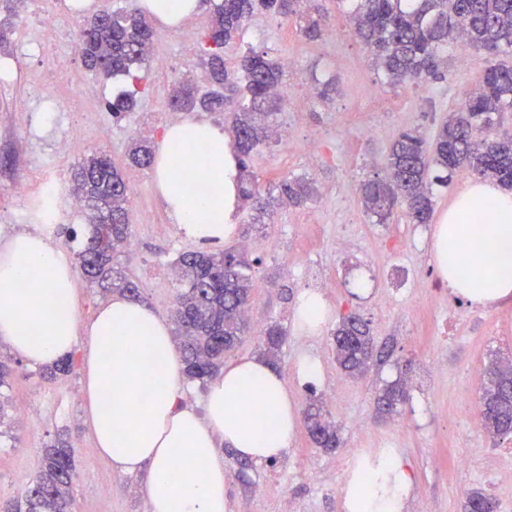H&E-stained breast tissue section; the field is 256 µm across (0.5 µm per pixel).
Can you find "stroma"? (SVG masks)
Wrapping results in <instances>:
<instances>
[{"instance_id": "stroma-1", "label": "stroma", "mask_w": 512, "mask_h": 512, "mask_svg": "<svg viewBox=\"0 0 512 512\" xmlns=\"http://www.w3.org/2000/svg\"><path fill=\"white\" fill-rule=\"evenodd\" d=\"M315 2L328 15L332 38L309 41L296 20L262 14L224 47L230 67L249 48L292 59L288 105L276 119L282 141L258 147L249 171L266 192L287 176L308 177L316 188L304 206L273 205L258 226L248 207H241L231 245L255 260L252 322L264 327L275 321L286 331L276 366L289 391L301 408L317 396L342 445L333 451L316 448L302 428L286 457L246 469L232 451H225L230 512H344V467L372 440L395 449L414 474L407 512H461L473 488L491 494L499 512H512V481L497 478L512 442L486 432L477 406L488 366L512 359V303L481 308L450 295L447 286L437 283L431 225L409 223L398 210L387 223H377L360 195L362 182L383 176L382 162L402 130L435 136L449 112L459 109L481 81L486 55L449 47L445 80L392 88L381 83L336 0ZM47 8V0H32L28 21H16L7 43L0 45L6 63L0 71V115L20 108L27 112L16 138L0 140V253L16 234L39 228L35 202L13 196L10 185L22 172L42 169L60 140L79 136L77 151L61 159L64 184H71L82 157L111 156L139 200L138 210L129 214L137 245L120 253V266L143 301L170 317L180 289L178 258L202 245L182 234L168 213L154 168L131 166L127 154L135 140L160 141L172 116L168 96L173 79H191L203 94L212 85L199 55H184L176 41L160 37L152 57L130 77L106 79L73 62L69 84L55 91L67 107L64 118L55 127L40 123L43 101L30 95V84L51 79L90 16L85 10L62 18L52 37L37 43L31 35ZM461 55L466 58L462 64L457 61ZM331 78L336 92L324 101L313 98L314 82ZM77 88L90 93L92 124L78 123L67 106ZM128 92L134 95L133 108L113 119L108 101ZM369 124L374 133H365ZM314 133L323 138V156L312 166L301 144ZM288 139L293 147H285ZM322 277L332 283L323 293L329 319L320 334L305 336L294 327L295 303ZM349 313L368 322L376 348L384 353L360 379L342 372L333 352L331 335L339 317ZM304 357L319 362L318 381L298 378L296 365ZM73 358L69 377L45 379L20 363L0 388L9 412L0 427V499L22 494L38 469L42 448L64 434L75 449L72 512H147L144 474L116 475L98 452L86 416L82 349H75ZM394 382L404 386L408 400L387 413L378 409L376 399ZM458 455L467 459V467H455Z\"/></svg>"}]
</instances>
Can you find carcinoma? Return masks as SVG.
<instances>
[{
  "instance_id": "cac0c4a2",
  "label": "carcinoma",
  "mask_w": 512,
  "mask_h": 512,
  "mask_svg": "<svg viewBox=\"0 0 512 512\" xmlns=\"http://www.w3.org/2000/svg\"><path fill=\"white\" fill-rule=\"evenodd\" d=\"M302 0H220L214 5L204 50L211 82L230 89L232 95L199 100L191 83L174 81L170 106L193 110L201 105L211 112L232 113L233 145L241 168L240 196L256 210L267 206L246 175V160L254 149L274 140L271 121L283 111L288 99L275 93L283 85L282 63L269 52L248 49L237 70L224 65L221 49L233 40L256 13L285 19L300 13ZM339 9L354 25L355 34L371 53L374 69L385 84L396 87L411 80H437L444 75L450 45L483 49L492 56L512 54V0H337ZM325 18L307 16L300 27L315 40L322 36ZM155 32L141 11L133 6L112 10L107 4L91 18L80 36L82 63L105 78L131 74V68L148 58ZM134 106V94H122L108 108L118 119ZM512 112V66L490 64L481 84L469 93L460 112L448 113L435 137L428 141L408 129L395 140L384 167L388 177L369 180L361 188L362 204L376 222L384 224L398 207L413 224H427L433 210V187L446 188L454 171L469 167L480 177L512 188V131L489 140H476L473 131L497 130L504 113ZM278 198L300 206L314 193L304 177L281 179ZM73 193L83 203L91 232L75 260L88 281L105 290L139 297L138 288L116 258L130 236L128 188L120 171L105 155H91L73 174ZM252 265L245 254L224 248L187 251L179 257L184 281L177 297L173 320L180 350L191 380L213 379L247 331L246 310L252 290ZM264 353L278 358L284 329L267 325ZM336 361L351 376H362L375 356L368 324L354 315L339 320L333 333ZM73 359L64 358L42 371L54 379L69 374ZM379 401L393 411L406 401L398 383L382 388ZM484 427L496 438L512 439V363L493 365L488 386L480 400ZM307 433L318 448L340 446L336 426L325 419L318 400L303 412ZM75 479L73 448L59 437L42 449L39 469L24 494L0 500V512H72ZM463 512H497L495 501L480 490L465 495Z\"/></svg>"
}]
</instances>
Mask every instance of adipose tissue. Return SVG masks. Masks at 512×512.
<instances>
[{"mask_svg": "<svg viewBox=\"0 0 512 512\" xmlns=\"http://www.w3.org/2000/svg\"><path fill=\"white\" fill-rule=\"evenodd\" d=\"M240 168L222 126L185 119L156 149L155 180L180 230L202 243L235 235ZM432 256L451 293L473 305L512 301V190L474 181L432 229ZM75 269L61 248L15 235L0 257V342L27 366H50L85 340L88 420L114 470L148 468L149 512H228L224 452L263 463L291 448L299 410L282 371L259 356L235 359L209 381L202 409L186 400L185 364L168 323L143 302L115 295L88 323L74 297ZM317 291L302 293L297 331L328 319ZM387 493L348 482L344 512H403L413 472L399 456L377 464Z\"/></svg>", "mask_w": 512, "mask_h": 512, "instance_id": "adipose-tissue-1", "label": "adipose tissue"}]
</instances>
